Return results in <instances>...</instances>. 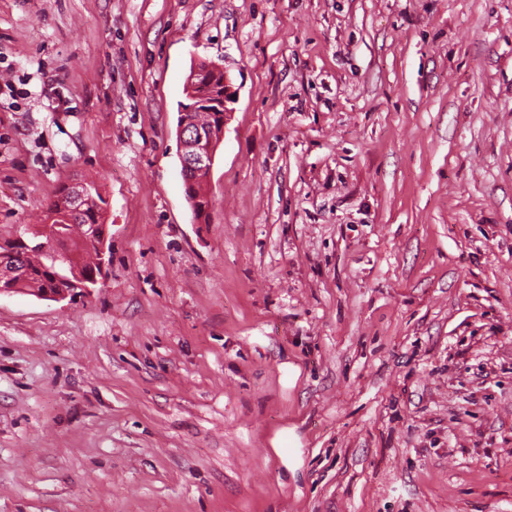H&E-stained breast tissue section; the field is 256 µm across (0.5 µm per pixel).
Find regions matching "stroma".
<instances>
[{
    "mask_svg": "<svg viewBox=\"0 0 512 512\" xmlns=\"http://www.w3.org/2000/svg\"><path fill=\"white\" fill-rule=\"evenodd\" d=\"M234 94L187 202L191 66ZM0 512H512V0H0ZM190 180L192 184L188 189L185 187V194L193 211L195 219H198L201 215H205V223L207 221L206 210L209 207L207 182L198 180L194 174H191ZM209 210V209H208ZM79 183V192L69 181H63L58 189L57 195L50 200L45 208L47 219L53 216L51 224L56 225L55 234L59 246L71 254L72 259L68 262V255L59 248L54 241L55 234L51 224H38L27 228L30 233L31 243L34 245V252L53 263L52 265L45 258L32 252L23 242L14 244L15 262L20 270L18 276L15 263L7 251H0V296L12 294L18 291H28L39 298L52 300H63L75 294L88 293L90 288L95 286V278L99 279L104 272L106 259L100 248L106 246V241L101 239L100 228L105 225L106 200L99 191L98 184L93 180H84ZM80 196V203L77 210L72 200ZM33 235V236H32ZM104 238H107V225L104 226ZM105 254H110L109 245L105 247ZM101 257V270L97 260ZM83 279L89 286L70 288L69 280ZM19 285L12 286L13 282ZM8 284V285H7ZM27 288H43L42 291ZM52 288V289H51Z\"/></svg>",
    "mask_w": 512,
    "mask_h": 512,
    "instance_id": "35a3bbf8",
    "label": "stroma"
}]
</instances>
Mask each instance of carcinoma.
Masks as SVG:
<instances>
[{
  "mask_svg": "<svg viewBox=\"0 0 512 512\" xmlns=\"http://www.w3.org/2000/svg\"><path fill=\"white\" fill-rule=\"evenodd\" d=\"M204 72L200 83L211 87L206 96L208 105L195 111L190 118L202 127L214 128L215 138L222 133L217 115L223 112L222 93L224 71L213 65L201 64ZM192 184L185 194L195 217L206 213L209 207L207 183L190 176ZM106 200L93 180H85L76 187L68 181L61 183L57 195L45 208V216L53 218L59 246L71 254L72 259L63 268L56 267L32 252L23 242L14 244L15 262L21 277L15 283L21 288H68L69 281L82 279L90 286L100 278L98 259L100 248L106 246L101 239V227L105 225Z\"/></svg>",
  "mask_w": 512,
  "mask_h": 512,
  "instance_id": "obj_1",
  "label": "carcinoma"
}]
</instances>
